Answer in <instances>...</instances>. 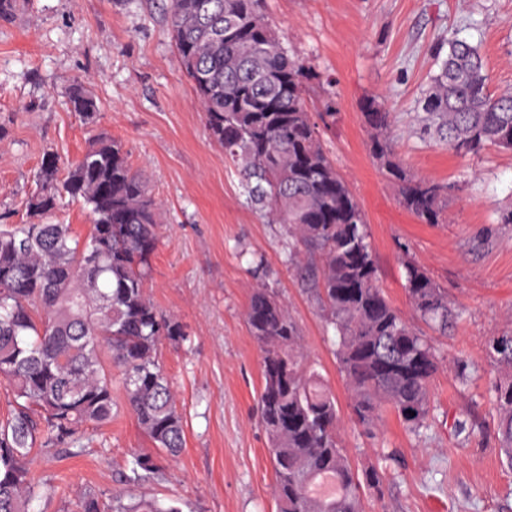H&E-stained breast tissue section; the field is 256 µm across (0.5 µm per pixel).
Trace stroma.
Wrapping results in <instances>:
<instances>
[{"label":"stroma","instance_id":"stroma-1","mask_svg":"<svg viewBox=\"0 0 512 512\" xmlns=\"http://www.w3.org/2000/svg\"><path fill=\"white\" fill-rule=\"evenodd\" d=\"M290 55L318 72L311 113L334 105L324 146L367 217L379 284L413 315L403 263L421 265L459 314L447 332L416 321L440 356L430 386L429 426L412 433L391 410L368 431L352 416L334 345L316 298L284 261L286 229L241 194L240 175L209 137L195 91L168 32L164 0H18L0 18V223L26 224L42 157L61 170L93 137L122 142L161 200L159 243L147 280L153 302L189 340L162 359L186 417L185 447L163 460L164 478L129 487L135 498L181 499L184 512H276L268 437L256 413L261 351L244 318L254 288L272 289L303 333L313 363L340 404V436L356 466L393 448L382 497L365 512H512V470L501 467L490 392L492 343L512 336V151L461 156L416 134L417 101L438 67L431 53L457 36L476 45L492 93L512 91V0H262ZM100 103L87 124L68 103L77 80ZM368 96L392 114L391 138L407 170L450 185L448 221L425 224L399 206L369 151L360 111ZM474 371L469 384L458 364ZM114 416L82 452L34 454L44 490L37 512H68L84 491L109 493L149 438L114 390Z\"/></svg>","mask_w":512,"mask_h":512}]
</instances>
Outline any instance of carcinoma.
I'll return each instance as SVG.
<instances>
[{
	"instance_id": "cac0c4a2",
	"label": "carcinoma",
	"mask_w": 512,
	"mask_h": 512,
	"mask_svg": "<svg viewBox=\"0 0 512 512\" xmlns=\"http://www.w3.org/2000/svg\"><path fill=\"white\" fill-rule=\"evenodd\" d=\"M165 18L211 138L240 166L246 201L286 226L288 264L308 258L305 282L334 330L353 415L375 427L388 408L411 430L425 428L439 358L379 286L365 213L306 106L319 75L290 56L259 0H169ZM432 52L438 72L418 101L422 137L464 156L487 146L512 150V93L489 91L478 49L454 39ZM68 102L85 121L100 111L82 81L71 85ZM361 112L400 206L426 224L444 223L448 185L408 173L389 142L391 112L382 102L367 98ZM59 172L58 157L44 154L27 208L50 217L67 197L83 202L91 216L84 238L68 224H0V380L12 392L0 420V512H34L42 495L29 468L35 451L80 452L90 431L112 420L114 368L128 410L157 450L132 457L124 484L161 478L160 460L185 444L160 346L188 334L146 292L159 241L147 178L105 133L65 177ZM404 287L419 318L448 329L456 313L424 268L406 262ZM246 323L262 351L256 409L269 438L277 512H364V494H383L385 470L359 468L344 451L338 400L309 360L298 322L261 287ZM492 350L501 463L512 470V336L494 340ZM75 512H183V502L132 500L118 489L106 501L80 495Z\"/></svg>"
}]
</instances>
